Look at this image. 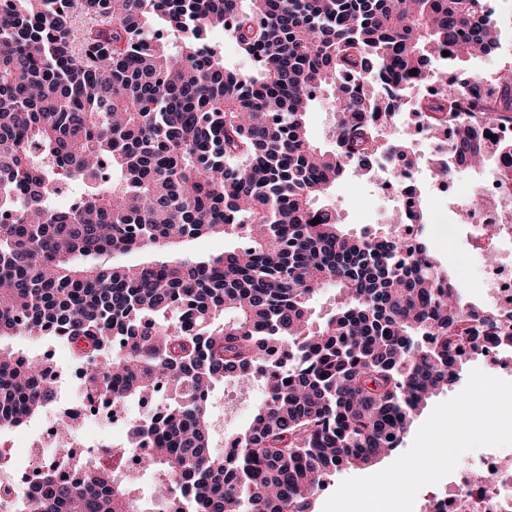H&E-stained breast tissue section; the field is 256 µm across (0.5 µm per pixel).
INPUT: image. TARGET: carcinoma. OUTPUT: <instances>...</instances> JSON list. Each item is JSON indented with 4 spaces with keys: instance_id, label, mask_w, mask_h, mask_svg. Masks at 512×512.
<instances>
[{
    "instance_id": "obj_1",
    "label": "carcinoma",
    "mask_w": 512,
    "mask_h": 512,
    "mask_svg": "<svg viewBox=\"0 0 512 512\" xmlns=\"http://www.w3.org/2000/svg\"><path fill=\"white\" fill-rule=\"evenodd\" d=\"M487 0H7L0 10V338L66 343L88 397L144 401L134 422L159 476L133 495L112 471L45 480L14 512H153L189 494L205 512H310L333 473L396 450L427 398L457 379L453 355L475 320L426 244L418 196L405 215L358 235L326 195L373 159L421 162L411 132L382 139L373 118L411 107L448 130L458 164L512 165V78L490 89L437 77L492 54ZM88 18L73 35L77 14ZM253 62L224 64L209 33ZM443 51L448 56H440ZM436 84L435 99L413 96ZM332 92V147L309 140L317 93ZM111 176L99 179L103 162ZM79 189L46 204L55 179ZM318 218V224L311 220ZM231 234L219 256L106 258ZM336 310L313 318L319 288ZM43 356L0 347V433L50 407ZM266 388L251 423L212 451L210 396Z\"/></svg>"
}]
</instances>
